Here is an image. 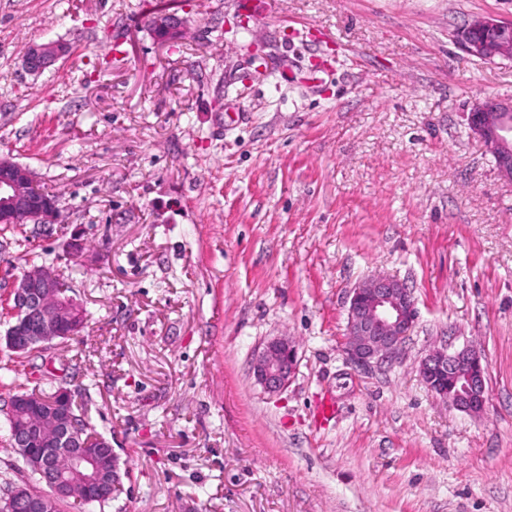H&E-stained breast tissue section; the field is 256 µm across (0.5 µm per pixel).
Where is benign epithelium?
I'll use <instances>...</instances> for the list:
<instances>
[{
	"label": "benign epithelium",
	"instance_id": "7a95c632",
	"mask_svg": "<svg viewBox=\"0 0 512 512\" xmlns=\"http://www.w3.org/2000/svg\"><path fill=\"white\" fill-rule=\"evenodd\" d=\"M464 51L481 60L512 59V24L490 16H476L457 34ZM62 56L52 43L32 44L24 56L25 66L39 73ZM468 128L493 155L499 173L512 180V98L476 100L467 115ZM31 171L9 157L0 156V224H56L59 209L54 200H36L28 192ZM13 323L5 334L7 347L15 352L43 349L67 334L76 336L83 328L81 308L63 294L58 272L42 265L26 271L16 281L12 293ZM415 319L411 291L403 283L384 275L373 276L352 289L348 309L345 351L353 363L368 365L398 358L402 344ZM297 368V348L286 336L267 341L256 355L253 376L269 393L282 391ZM419 372L428 388L448 401L453 408L480 413L485 405L486 369L476 352L469 348L430 351L420 362ZM463 375L464 390L448 387V379ZM70 405L67 390L49 403L38 391L14 396L13 406L26 420L13 429L10 442L27 457L42 454L40 474L50 492L34 496L23 487L7 494L6 510L14 512H52L62 499L97 500L107 480L101 449L110 448L107 439L98 449H87L80 426L66 417L63 408ZM65 456L75 481L58 471L53 455Z\"/></svg>",
	"mask_w": 512,
	"mask_h": 512
}]
</instances>
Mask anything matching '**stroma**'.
Wrapping results in <instances>:
<instances>
[{
  "label": "stroma",
  "mask_w": 512,
  "mask_h": 512,
  "mask_svg": "<svg viewBox=\"0 0 512 512\" xmlns=\"http://www.w3.org/2000/svg\"><path fill=\"white\" fill-rule=\"evenodd\" d=\"M0 0V156L55 195V224L0 230V337L38 259L87 312L24 357L0 340V483L31 471L5 412L66 363L128 473L85 512H512V182L472 136L512 60L462 51L512 0ZM304 31L297 40L296 31ZM71 51L37 75L31 43ZM413 294L399 359L356 367L349 295ZM298 364L269 394L259 347ZM471 347L482 413L432 393L431 350ZM297 368V348L286 336L267 341L256 355L253 376L264 392L282 391L294 376Z\"/></svg>",
  "instance_id": "stroma-1"
}]
</instances>
